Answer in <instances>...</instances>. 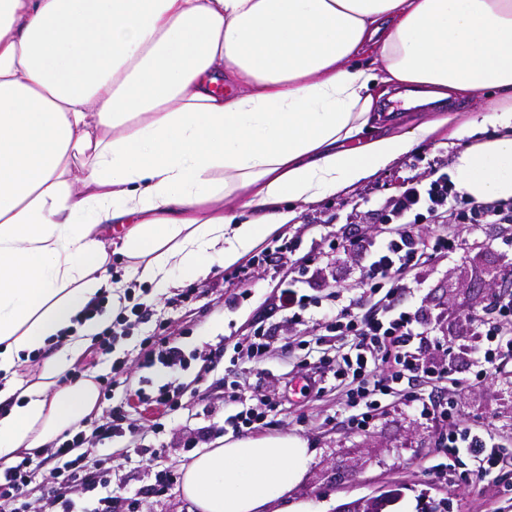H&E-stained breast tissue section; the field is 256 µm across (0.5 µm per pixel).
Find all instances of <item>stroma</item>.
<instances>
[{
    "label": "stroma",
    "mask_w": 512,
    "mask_h": 512,
    "mask_svg": "<svg viewBox=\"0 0 512 512\" xmlns=\"http://www.w3.org/2000/svg\"><path fill=\"white\" fill-rule=\"evenodd\" d=\"M392 99L377 100L375 110L383 132L405 130L417 122L456 114L453 125L440 128L369 180L323 201L299 207L292 223L282 225L236 265L214 267L197 281V292L184 297V282L164 291L130 282L136 302L148 312L144 324L126 327L106 349L90 348L73 364L74 376L95 375L110 387L99 400L93 417L105 420L121 410L136 426L109 439L85 426L84 456L76 477L44 463L21 495L0 501V512H21L24 505L49 504L51 512H91L100 497L112 496L116 512H195L183 497L180 482L164 492L152 489L159 471L181 473L195 455L194 442L211 448L225 437L224 417L236 405L234 396L268 399L274 404L257 435L288 433L304 439L313 459L301 482L288 495L289 503L309 504L312 512H336L338 506L375 495L395 492L385 512H512V468L481 482H465L461 474L468 459L454 461L447 472L435 469L446 455L443 429L421 417L401 396L387 405L367 430L339 424L347 391L334 378L320 389L305 390L303 378L288 379L289 357H304L315 342L336 348L318 322L335 293L363 298L361 271L364 255L358 244L375 235L385 218V203L403 181L420 180L434 171L453 172L457 155L467 139L456 128L476 118L493 99L492 91L470 97L431 100L424 88L392 86ZM460 244L457 254L426 266L407 279L410 294L404 302L417 310L428 326L430 345L420 352L430 362L451 363L458 383L431 395L453 404L460 418L491 430L504 448L512 451V363L489 370L484 380L474 378L475 352L481 338L472 317L486 312L498 287L512 285V248L502 240L512 226L487 224L472 228L448 225ZM345 238L350 248L342 255L325 253L331 236ZM300 241L301 252L316 251L320 262L307 289L314 303L302 324L284 323L278 296L292 267L280 256L282 245ZM176 338L192 359L174 379L187 383L180 407L166 417L141 404L137 389H152L161 378L146 363L143 340L156 324ZM270 330L268 352L261 362L243 356L242 344L256 328ZM164 430L152 431L155 418ZM113 458L108 488H94L100 459Z\"/></svg>",
    "instance_id": "stroma-1"
}]
</instances>
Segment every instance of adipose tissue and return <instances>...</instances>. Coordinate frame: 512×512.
Here are the masks:
<instances>
[{"label": "adipose tissue", "mask_w": 512, "mask_h": 512, "mask_svg": "<svg viewBox=\"0 0 512 512\" xmlns=\"http://www.w3.org/2000/svg\"><path fill=\"white\" fill-rule=\"evenodd\" d=\"M395 83L491 90L495 135L459 154L455 185L512 199V0H0V463L95 410L96 383L67 377L112 322L83 318L91 300L230 267L454 123L366 136ZM101 224L124 233L104 243ZM310 461L295 436L228 437L181 490L196 512H270Z\"/></svg>", "instance_id": "1"}]
</instances>
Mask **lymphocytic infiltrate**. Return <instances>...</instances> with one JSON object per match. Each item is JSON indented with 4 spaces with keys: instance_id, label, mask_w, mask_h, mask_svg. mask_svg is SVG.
Wrapping results in <instances>:
<instances>
[{
    "instance_id": "lymphocytic-infiltrate-1",
    "label": "lymphocytic infiltrate",
    "mask_w": 512,
    "mask_h": 512,
    "mask_svg": "<svg viewBox=\"0 0 512 512\" xmlns=\"http://www.w3.org/2000/svg\"><path fill=\"white\" fill-rule=\"evenodd\" d=\"M427 220L474 227L512 224V204L460 194L445 173L426 183H403L390 201L384 233L371 238L364 248L361 284L371 303L370 312L354 313L349 304L338 307L325 329L341 341L336 350V375L353 386L350 425L369 429L383 397L401 395L420 406L422 413L447 424L449 456L467 457L473 475L485 477L512 463L503 446L487 429L454 418L451 406L427 401L412 389L421 379L447 383L450 375L449 365L438 366L412 353L414 340L427 335L428 329L399 302L407 291V277L457 250L455 239L448 235H417V224ZM501 318L512 321V292L499 294L490 317L479 323L484 338L479 365L493 367L503 356L512 355V329L498 326Z\"/></svg>"
}]
</instances>
